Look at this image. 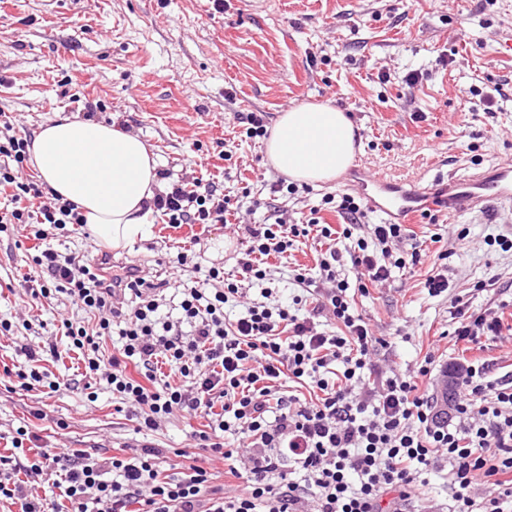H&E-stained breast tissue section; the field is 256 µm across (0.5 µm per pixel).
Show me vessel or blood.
<instances>
[{
    "label": "vessel or blood",
    "mask_w": 512,
    "mask_h": 512,
    "mask_svg": "<svg viewBox=\"0 0 512 512\" xmlns=\"http://www.w3.org/2000/svg\"><path fill=\"white\" fill-rule=\"evenodd\" d=\"M361 187L370 208L405 224L415 223L431 196L430 189L407 188L382 175L362 174ZM448 203L455 209L484 215L503 205L512 206V162L502 164L490 175H475L455 184Z\"/></svg>",
    "instance_id": "1"
}]
</instances>
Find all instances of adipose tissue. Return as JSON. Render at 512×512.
<instances>
[{
    "label": "adipose tissue",
    "instance_id": "ef3b65f1",
    "mask_svg": "<svg viewBox=\"0 0 512 512\" xmlns=\"http://www.w3.org/2000/svg\"><path fill=\"white\" fill-rule=\"evenodd\" d=\"M356 139L345 112L305 103L279 117L265 147L272 166L288 178L329 182L352 164ZM30 154L41 179L76 206L102 244L120 248L147 234L161 183L157 162L137 135L61 117L41 127Z\"/></svg>",
    "mask_w": 512,
    "mask_h": 512
}]
</instances>
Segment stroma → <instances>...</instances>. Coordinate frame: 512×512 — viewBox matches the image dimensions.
<instances>
[{"mask_svg":"<svg viewBox=\"0 0 512 512\" xmlns=\"http://www.w3.org/2000/svg\"><path fill=\"white\" fill-rule=\"evenodd\" d=\"M383 71L389 82H381ZM410 71L421 74L413 88L402 81ZM469 86H497L512 98V0H224L220 11L212 0H56L50 8L44 0H0V113L17 132L37 133L60 115L83 118L85 101L100 102L97 121L137 134L171 180L215 184L251 224L266 222L275 208L287 223L302 224L314 207L324 222L339 224L323 199L354 192L356 182L345 172L293 195H273L279 173L264 140L243 137L247 113H265L272 126L295 106L331 104L358 129L355 164L397 183L428 186L512 160V101L489 118L479 100L463 102ZM438 218V225L414 226L425 254L421 265L397 271L391 287L354 294L356 308L386 342L379 356L411 369L433 347L440 366L463 356L512 371V342L487 340L469 350L447 335L453 297L469 299L475 309L489 307L499 292L512 298V251L492 243L512 233V212L444 210ZM463 226L470 233L462 239ZM192 234L157 213L148 234L113 251L112 259L134 261L154 282L168 280L166 257L189 245ZM243 239L222 225L210 227L201 265L232 270ZM28 246L20 234L0 233V319L15 325L0 335V369L34 366L52 380L76 378L83 371L77 353L44 352L34 365L23 354L49 343L55 324L72 310L67 303L37 305L18 287L31 265ZM322 248L318 239L302 237L287 254L268 258L281 302L298 294L295 270L313 268ZM443 251L449 288L433 297L424 282ZM487 279L491 292L474 291L476 281ZM25 320L32 330L22 328ZM205 424L201 415L181 413L148 439L165 449L168 474L193 463L208 467L215 485L235 495L239 480L225 477L223 463L195 445ZM19 428L37 434L42 448L100 458L146 439L116 412L106 390L94 402L81 389L50 397L6 377L0 454Z\"/></svg>","mask_w":512,"mask_h":512,"instance_id":"35a3bbf8","label":"stroma"}]
</instances>
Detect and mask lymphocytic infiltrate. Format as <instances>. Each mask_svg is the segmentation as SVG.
Here are the masks:
<instances>
[{"instance_id":"1","label":"lymphocytic infiltrate","mask_w":512,"mask_h":512,"mask_svg":"<svg viewBox=\"0 0 512 512\" xmlns=\"http://www.w3.org/2000/svg\"><path fill=\"white\" fill-rule=\"evenodd\" d=\"M28 136L0 120V232L15 227L36 242L34 267L23 282L32 301L66 298L77 313L59 329L69 350L82 357V377L105 384L120 400L136 432H154L176 413L203 414L207 428L197 447L207 448L242 488L233 496L213 486L207 468L189 466L184 477L164 475L152 444L99 459L77 450H44L30 465L0 457V499L20 512H60L31 498L33 479L59 477L69 512H433L429 474L448 465V512H512V373L496 375L492 361L463 360L455 370L459 398L448 420L437 421L433 398L420 380L432 376L434 352L419 367L400 371L377 357L378 337L350 303V288H382L397 269L420 264L417 236L403 224L372 225L370 238L354 237L364 217L361 196L345 193L334 207L342 228L310 217L304 224L275 219L248 226L234 271L201 267L196 248L177 252V268H192L195 285L177 281L176 315H161V294L132 266L113 267L110 253L94 258L67 247L62 232L83 224L74 205L23 178L30 160ZM229 201L210 183H171L153 206L174 225L223 224ZM349 240L328 247L315 267L296 273L306 296L294 306L273 301L245 306L226 317L244 284L264 281V261L287 253L296 238ZM410 250L398 253L400 243ZM355 281L342 278L344 263ZM506 302L473 311L451 303L452 336L480 344L501 336ZM119 337L118 354L106 352ZM139 364L142 379L125 361ZM340 371H331L332 363ZM169 373H161L159 364ZM320 395L307 401L285 393L287 382ZM240 434L242 449L224 446L226 432Z\"/></svg>"}]
</instances>
